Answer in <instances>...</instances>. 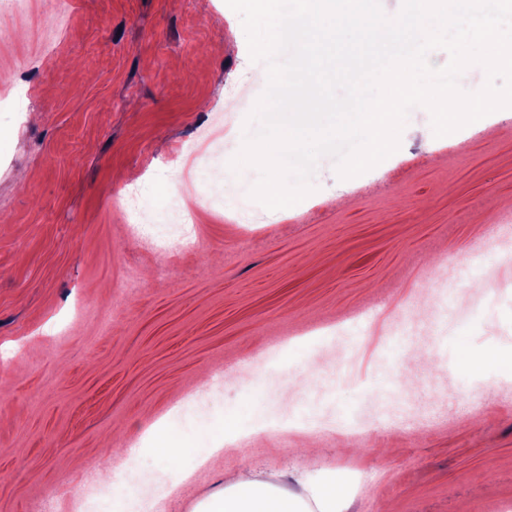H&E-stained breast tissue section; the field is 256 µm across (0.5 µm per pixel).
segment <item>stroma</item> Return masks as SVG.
Wrapping results in <instances>:
<instances>
[{
	"mask_svg": "<svg viewBox=\"0 0 512 512\" xmlns=\"http://www.w3.org/2000/svg\"><path fill=\"white\" fill-rule=\"evenodd\" d=\"M0 10V512L66 505L162 420L190 491L158 512H194L227 474L336 478L345 512H499L512 503V108L483 130L422 140L410 109L400 148L340 179L318 159L315 188L269 210L230 166L259 92L240 16L225 0H69ZM149 181L155 222L187 184L223 194L191 209L195 251L167 256L131 232L118 192ZM344 195L329 208L319 197ZM468 259L454 290L448 259ZM481 287H474L475 279ZM347 367L328 397L360 419L400 406V426L357 436L282 430L251 440L283 406L303 416L310 371ZM223 373L198 424L167 419ZM241 450L197 469L227 433ZM154 467L168 470L162 458Z\"/></svg>",
	"mask_w": 512,
	"mask_h": 512,
	"instance_id": "35a3bbf8",
	"label": "stroma"
}]
</instances>
